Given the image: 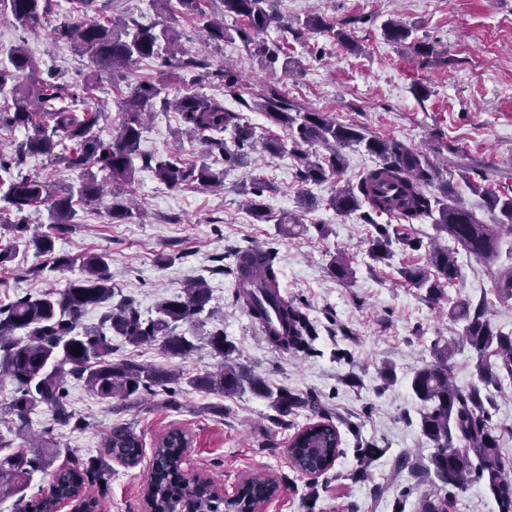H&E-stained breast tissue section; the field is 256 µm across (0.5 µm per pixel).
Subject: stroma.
<instances>
[{"instance_id":"1","label":"stroma","mask_w":512,"mask_h":512,"mask_svg":"<svg viewBox=\"0 0 512 512\" xmlns=\"http://www.w3.org/2000/svg\"><path fill=\"white\" fill-rule=\"evenodd\" d=\"M272 4L277 20L256 39L285 43L291 60L285 71L261 67L253 46L236 33L240 20L225 14L222 0H202L201 17L184 13L175 2L163 10L151 0H97L99 19L173 29L186 66L175 82L169 78L171 65L163 60L133 62L121 75L102 76L97 90L78 100V109L101 112L100 134L112 138L122 99L138 81L147 80L164 84L171 98L199 94L223 99L225 108L241 113L256 138L263 139L279 132L256 105L257 93L272 86L297 107L422 150L480 219L496 222L497 213L482 209L481 198L465 184L512 193V0ZM314 15L322 19V28L305 29L304 21ZM68 17L67 0H54L49 25L25 31L9 11H1L0 60L20 44L41 73L82 85L89 72L87 57L52 34L53 25ZM391 18L411 29L404 43L385 38L382 25ZM210 19L223 21V42L209 41L205 25ZM423 44L431 47L430 55L420 54ZM227 64L244 84L240 96L226 92L218 76ZM140 151L157 158L177 155L189 165L201 159L199 142L184 134L177 112L159 106L147 118ZM343 154L346 164L336 177L308 185L298 180L299 162L287 153L253 155L250 163L228 168L223 184L215 187L189 182L171 189L151 169L140 167L128 188L138 212L112 218L105 199L96 209L79 210L72 230L57 239V251L78 260L108 253L113 304L130 303L146 317L162 297L204 281L213 310L204 331L223 330L237 348L236 361L272 388L317 392L332 418L354 425L341 432L343 452L334 466L312 479L295 469L288 452L296 431L316 422L311 409H299L290 426L281 427L262 397L247 392L228 398L186 385L177 398L161 391L116 415L83 381L69 379V406L82 426L58 424L50 410L39 406L30 415L31 428L42 442L52 443L55 465L83 468L90 460H106L109 479H87L84 488L101 501L104 512H146L143 490L154 444L174 427L189 439L185 470L212 478L222 495L232 496L239 482L254 473L277 480L278 493L262 512H420L428 485L408 470L392 474L398 456L425 461L432 452L419 429L410 380L430 361L434 341L459 340L463 325L448 315L457 302H484L492 326L512 332V300H500L494 285L499 268L512 265V237L505 238L493 265L459 253L461 280L447 288L444 299L430 301L400 275L401 267L426 265V250L399 249L388 261L373 262L370 225L360 213L341 216L328 207L337 187L356 182L363 169L377 163L361 148ZM257 176L273 186L263 196L270 217L263 224L254 222L244 204L243 190ZM305 193L316 198L314 208L302 209ZM320 224L327 225V236H319ZM232 246L277 249L280 291L304 309L317 330L313 353L274 350L247 311L233 304L223 269ZM335 255L349 263L351 279L333 277L329 264ZM35 265L43 268L36 277L29 273ZM79 274V268L59 270L34 249L19 248L9 268L0 270V305L64 289ZM112 343L114 359L155 365L187 378L218 365L204 350L181 358L168 355L157 342L134 346L116 336ZM387 366L395 373L390 383L381 377ZM215 406L223 407V415L212 414ZM116 424L131 426L141 437L144 454L137 464L107 459L104 437ZM360 445L376 447V455L361 460Z\"/></svg>"}]
</instances>
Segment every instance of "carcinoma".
Segmentation results:
<instances>
[{
  "label": "carcinoma",
  "mask_w": 512,
  "mask_h": 512,
  "mask_svg": "<svg viewBox=\"0 0 512 512\" xmlns=\"http://www.w3.org/2000/svg\"><path fill=\"white\" fill-rule=\"evenodd\" d=\"M224 13L245 22L239 31L249 45L254 35L268 29L275 20L268 9L270 0H222ZM96 0H71L70 12L86 17L80 23L63 21L53 28L54 38L74 44L89 58L90 77L116 73L131 62L143 58H164L179 52L178 35L169 28L155 29L136 21L117 24L88 18L95 11ZM0 8L10 11L24 29L35 31L49 21L52 0H0ZM384 34L394 43H402L411 30L390 20ZM255 54L267 70L280 61L284 47L276 42L257 45ZM9 64L0 63V128H21L26 136L14 151L0 152V215L13 214L7 222L13 244L0 248V269L7 268L15 257L18 243L32 246L39 254L53 257L57 269L72 265V259L55 252V242L68 232L77 214L75 206H92L105 194L107 186L126 187L136 170L143 120L154 100L178 112L186 132L206 145L200 164L187 167L175 156L144 160L154 167L156 177L170 188L191 181L202 186L224 182V169L216 167L222 160L227 166L243 163L255 149L253 130L237 112L224 108L214 98L189 95L174 100L161 96L162 88L148 81L139 83L120 105L122 122L113 138L105 140L95 131L101 113L76 112L64 105L78 94L56 76L34 77V64L28 52L16 47L9 52ZM261 109L268 122L288 130L287 138L263 140L271 154L284 151L300 162L297 176L305 184H319L334 177L344 167L341 148L357 145L378 157L380 162L364 170L355 183L336 190L329 206L347 215L368 207L363 220L375 233L369 239L368 253L375 262L393 256L392 246L412 245L401 232L409 224L431 222L437 240L428 249L427 266H406L400 274L406 282L426 290L429 298L439 300L445 288L462 278L457 253L440 240L451 239L467 254L487 264L498 260L503 238L512 236V194L474 189L485 206L499 213L498 222L486 224L475 211L464 205L450 183L442 185L443 198L430 193L439 180L435 164L422 151L395 139L368 136L363 130L339 124L320 112L294 110L279 90L269 87L261 95ZM231 131V141L223 133ZM321 145L328 154L314 156L309 148ZM44 157L60 162L70 171H81L79 186L64 184L38 174L23 172L29 157ZM268 188L260 178L252 180L249 211L264 223L269 216L257 201ZM45 207L47 230L31 231L24 214ZM386 215L396 224H378L375 218ZM232 266L227 273L234 282V301L247 309L258 323L276 318L279 327L267 329L269 344L280 351L307 353L312 350L315 327L303 309L280 292L277 251L273 247H236L230 250ZM109 255L91 254L81 265V275L62 291H48L38 297L20 296L0 306V376L16 385L8 406L13 415L9 431L22 435L29 431V413L38 405L52 410L55 419L70 424L75 414L70 410L67 379L85 381L106 402L118 399L133 402L155 395L158 390L170 396L178 390L169 387L176 377L160 368L133 361H112V335L133 345L162 340L167 354L185 357L198 350L187 336L176 333L181 323L194 324L211 300L209 288L194 282L184 292L162 299L156 304L155 316L145 318L129 304L104 314L100 326L76 332L80 317L90 307L112 299L114 288L109 274ZM495 290L503 299H512V266L502 270L495 280ZM453 317L465 322L461 344L476 355L478 382L467 389L458 387L451 375L449 361L454 344L436 341L431 348L432 360L416 369L410 388L419 403L421 434L433 445L429 464L422 466L406 456L396 462L399 468L423 471L436 491L422 498V512H448L456 492L471 483L483 485L495 500L498 512H512V459L503 455L501 436L492 423L486 404L492 403L489 387L499 388L501 373L512 378V333L494 328L485 317L484 306L462 303L452 310ZM206 345L222 359L216 372H205L189 379L202 393L232 396L246 388L270 400L277 413L275 423L288 424L287 417L299 407H308L320 420L298 431L289 447V455L298 469L325 473L341 454V435L314 394L299 395L284 388L273 390L264 379L245 370L233 354L234 343L218 329L208 334ZM81 347V355L71 353ZM185 433L173 428L161 436L152 455V469L145 490L149 512H248L272 498L277 488L262 474L254 475L238 487L236 500L228 502L216 493L211 483L200 477L189 478L182 470ZM105 445L110 456L127 464L137 463L143 455L142 439L127 425H116L107 434ZM49 455L29 456L23 452L0 455V497L16 496L21 512H54L61 502H74L79 512H102L99 500L82 495L85 477L99 479L105 469L60 466L53 472V485L46 497H26L32 474L52 466Z\"/></svg>",
  "instance_id": "1"
}]
</instances>
